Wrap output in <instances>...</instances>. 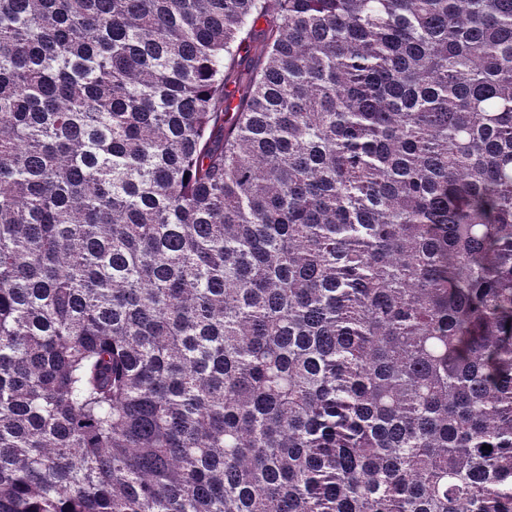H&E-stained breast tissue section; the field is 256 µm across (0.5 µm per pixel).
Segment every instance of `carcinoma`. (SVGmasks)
I'll list each match as a JSON object with an SVG mask.
<instances>
[{"mask_svg": "<svg viewBox=\"0 0 512 512\" xmlns=\"http://www.w3.org/2000/svg\"><path fill=\"white\" fill-rule=\"evenodd\" d=\"M0 512H512V0H0Z\"/></svg>", "mask_w": 512, "mask_h": 512, "instance_id": "carcinoma-1", "label": "carcinoma"}]
</instances>
